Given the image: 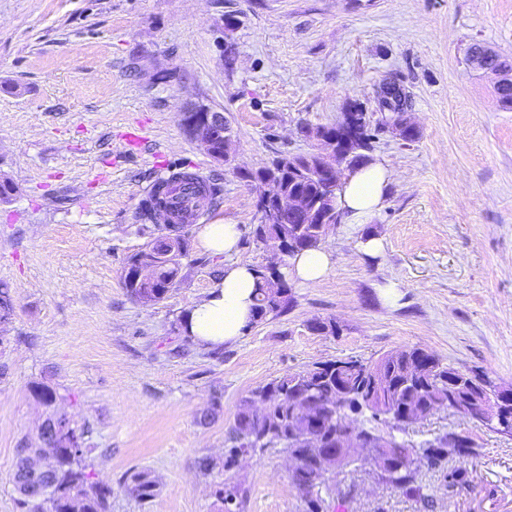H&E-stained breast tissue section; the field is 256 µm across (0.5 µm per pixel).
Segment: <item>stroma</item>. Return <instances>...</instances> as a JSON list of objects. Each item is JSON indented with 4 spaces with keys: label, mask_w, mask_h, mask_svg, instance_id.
Instances as JSON below:
<instances>
[{
    "label": "stroma",
    "mask_w": 512,
    "mask_h": 512,
    "mask_svg": "<svg viewBox=\"0 0 512 512\" xmlns=\"http://www.w3.org/2000/svg\"><path fill=\"white\" fill-rule=\"evenodd\" d=\"M475 41L512 55V0H0V179L15 187L0 203V286L14 304L0 343V512H23L12 477L18 444L38 441V384L88 428L111 512H216L224 481L248 488L243 512H301L279 449L228 473L196 461L223 458L252 390L318 362L423 347L512 387V112L467 62ZM386 78L404 87L420 136L377 133L371 155L395 174L385 206L365 226L336 224L333 270L315 286L291 282L287 313L219 348L188 340L181 315L224 269L198 224L167 299L127 294V258L162 233L140 213L166 169L220 187L199 224H238L241 257L266 263L252 235L258 190L240 170L314 151L299 127L336 123L352 101L375 111ZM199 104L228 121L232 164L182 125ZM369 233L385 241L375 257L360 247ZM316 319L339 335L309 330ZM451 431L474 442L469 485L447 490L421 467L428 505L358 473L347 512H512V438L443 410L401 437ZM143 470L159 484L147 502L124 488Z\"/></svg>",
    "instance_id": "35a3bbf8"
}]
</instances>
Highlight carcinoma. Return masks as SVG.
I'll return each mask as SVG.
<instances>
[{
	"label": "carcinoma",
	"mask_w": 512,
	"mask_h": 512,
	"mask_svg": "<svg viewBox=\"0 0 512 512\" xmlns=\"http://www.w3.org/2000/svg\"><path fill=\"white\" fill-rule=\"evenodd\" d=\"M404 113L390 105L375 124L361 132L362 151L355 153L354 165L369 157L375 133L403 122ZM273 171L286 193L304 196L312 203L329 193L336 194L328 190L323 178L290 169L286 154L240 176L257 179ZM167 194V184H157L143 204L141 218L151 221L158 207L169 209ZM253 235L266 246L284 248L280 255L283 264L296 251L323 245L327 231L322 224H305L301 217L287 214L278 224L254 225ZM187 255L188 241L153 238L127 259L124 287L138 301L166 299L178 283ZM143 267L152 268V273L141 275ZM256 271L260 282L253 323L258 324L287 311L293 298L280 271L270 273L263 265L256 266ZM495 388L487 375L462 373L420 347L389 352L371 364L355 357L318 362L305 371L256 388L240 403L228 429L224 470L237 467L241 457L278 448L299 461V466L289 471L288 479L300 496L303 512H336L346 504L344 500L336 501V487L351 474L343 462V449L337 446V434L351 428L374 443L368 449L371 457L358 466L360 471L427 501L429 495L417 481L421 461L440 469L448 489L461 486L468 482L467 469L447 468L444 463L450 458L470 456V438L448 432L419 446L395 437L382 444L373 424L387 421L390 413L397 417L403 411L419 410L429 415L456 408L490 430L512 437V431L506 432L499 425V413L505 407L495 403ZM308 434L320 435L322 446L309 447L305 442ZM16 453L13 481L20 495L18 504L26 512H110L112 488L93 480L86 443L77 448H32L22 443ZM125 489L144 502L155 498L159 491L157 482L145 471L132 474ZM216 496L219 512H242L247 489L240 483L225 484Z\"/></svg>",
	"instance_id": "1"
}]
</instances>
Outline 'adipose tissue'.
<instances>
[{"instance_id":"ef3b65f1","label":"adipose tissue","mask_w":512,"mask_h":512,"mask_svg":"<svg viewBox=\"0 0 512 512\" xmlns=\"http://www.w3.org/2000/svg\"><path fill=\"white\" fill-rule=\"evenodd\" d=\"M393 182L390 166L381 160L347 172L336 191V207L346 223L368 224L385 205ZM197 236L212 255L225 257L222 275L214 281L207 296L191 306L185 316L192 341L216 348L237 340L254 317L256 276L251 261L240 258V230L237 224L220 221L200 225ZM288 274L300 283L315 285L332 270L335 259L326 248H312L288 257Z\"/></svg>"}]
</instances>
